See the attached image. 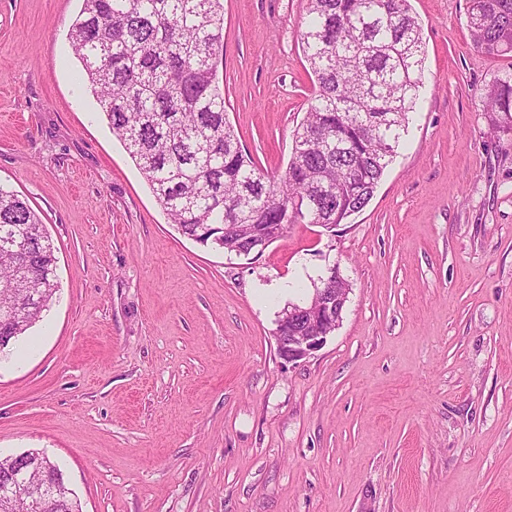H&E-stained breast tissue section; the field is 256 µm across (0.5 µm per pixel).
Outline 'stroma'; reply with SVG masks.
<instances>
[{
    "mask_svg": "<svg viewBox=\"0 0 512 512\" xmlns=\"http://www.w3.org/2000/svg\"><path fill=\"white\" fill-rule=\"evenodd\" d=\"M419 110L373 198L262 253L169 224L67 31L81 0H0V185L40 214L59 290L0 360V453L44 451L82 512H512V71L468 0H410ZM307 0H224V109L282 173L313 96ZM343 320L295 363L274 336L329 267ZM485 112L503 114L512 123V74L507 73L495 79L488 86L483 97Z\"/></svg>",
    "mask_w": 512,
    "mask_h": 512,
    "instance_id": "35a3bbf8",
    "label": "stroma"
}]
</instances>
